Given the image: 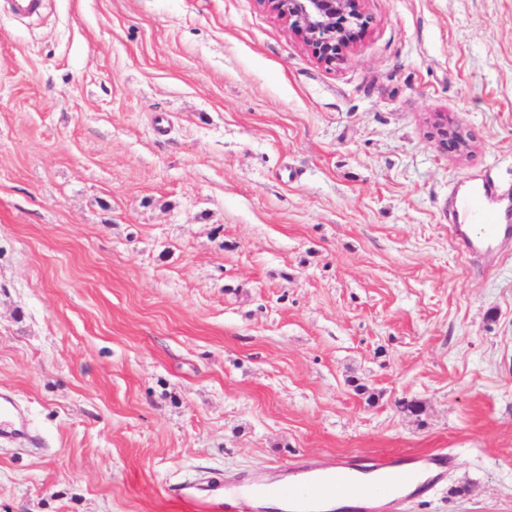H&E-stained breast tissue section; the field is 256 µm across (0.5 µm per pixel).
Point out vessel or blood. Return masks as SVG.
Masks as SVG:
<instances>
[{
	"mask_svg": "<svg viewBox=\"0 0 512 512\" xmlns=\"http://www.w3.org/2000/svg\"><path fill=\"white\" fill-rule=\"evenodd\" d=\"M7 8L15 19H28L42 12L44 0H7ZM498 203V185L488 177L470 179L451 192L448 204L455 216L454 234L466 250H488L512 240V225L503 222ZM27 432L14 401L0 399V435L23 438ZM454 463V455L445 452L375 465L360 460L337 466L306 463L280 486L259 488L248 480L222 488L195 479L169 485L166 493L172 501L199 507L202 512H249L258 497L284 502L286 512H321V502L343 488L355 503L353 512H383L389 498L421 489V474L440 476Z\"/></svg>",
	"mask_w": 512,
	"mask_h": 512,
	"instance_id": "b4317fda",
	"label": "vessel or blood"
}]
</instances>
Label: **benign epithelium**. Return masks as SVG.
Segmentation results:
<instances>
[{"label":"benign epithelium","mask_w":512,"mask_h":512,"mask_svg":"<svg viewBox=\"0 0 512 512\" xmlns=\"http://www.w3.org/2000/svg\"><path fill=\"white\" fill-rule=\"evenodd\" d=\"M271 15L284 21L314 56L326 65L343 60V50L365 33L371 24L360 0H258ZM431 138L438 147L459 157L469 154L474 136L461 123L448 124L436 116L431 122Z\"/></svg>","instance_id":"7a95c632"}]
</instances>
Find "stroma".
Listing matches in <instances>:
<instances>
[{
	"label": "stroma",
	"mask_w": 512,
	"mask_h": 512,
	"mask_svg": "<svg viewBox=\"0 0 512 512\" xmlns=\"http://www.w3.org/2000/svg\"><path fill=\"white\" fill-rule=\"evenodd\" d=\"M363 8L328 66L257 0H0V512L442 450L398 512H512V241L448 221L512 203V0ZM44 5V0H7L8 11L17 20L39 15ZM431 129V138L440 149L454 153L458 157L471 152L474 136L462 123L448 126V117L436 115L431 122ZM498 203V185L488 177L470 179L451 192L448 204L456 220L454 234L466 250H489L512 239V214L505 211V224H502ZM473 221L480 224H471ZM28 428L25 421L17 412L15 403L8 397L0 402V434L11 438H24Z\"/></svg>",
	"instance_id": "obj_1"
}]
</instances>
